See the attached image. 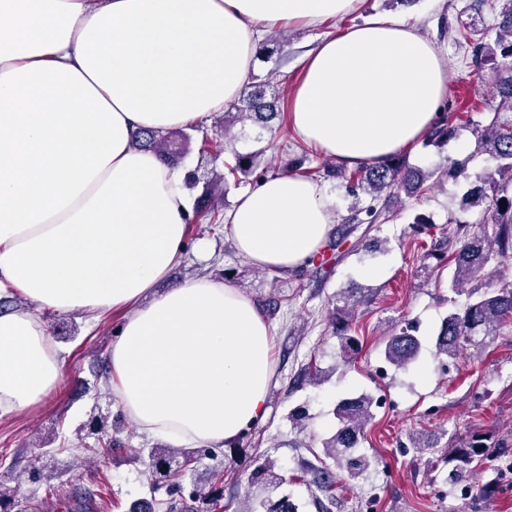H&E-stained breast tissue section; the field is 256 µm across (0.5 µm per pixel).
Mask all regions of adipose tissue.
<instances>
[{"mask_svg":"<svg viewBox=\"0 0 512 512\" xmlns=\"http://www.w3.org/2000/svg\"><path fill=\"white\" fill-rule=\"evenodd\" d=\"M364 0H0V412L39 405L63 360L35 307L132 313L112 389L141 433L229 445L268 412L273 335L258 306L203 275L163 293L186 254L183 170L133 146L200 126L237 100L263 35ZM292 101L301 141L347 168L414 147L448 95L436 44L371 18L323 39ZM334 219L318 182L273 174L224 217L238 254L274 273L317 253Z\"/></svg>","mask_w":512,"mask_h":512,"instance_id":"adipose-tissue-1","label":"adipose tissue"}]
</instances>
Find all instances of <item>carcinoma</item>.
Returning <instances> with one entry per match:
<instances>
[{
	"mask_svg": "<svg viewBox=\"0 0 512 512\" xmlns=\"http://www.w3.org/2000/svg\"><path fill=\"white\" fill-rule=\"evenodd\" d=\"M505 6L496 15V28L512 36V0H504ZM460 39L471 49V63L478 69L492 66L498 74L496 90L498 95L512 106V41L497 42L493 48L489 44L472 39L466 31L459 32ZM280 116L275 101L266 100V92L256 86L245 90L240 98L224 109V117L235 121L261 123L272 128V121ZM453 135L448 124V114L443 112L436 126L427 134L428 146L447 144ZM191 136L183 129L171 131L144 130L137 133L133 146L159 154L164 161L175 164L185 154ZM476 151L485 153L495 161L494 169L479 177V184L473 186L467 197V205L480 207L481 220L472 224L459 223L452 235L435 241L423 259L432 262V268L454 266L451 292L458 295L465 283L485 276L488 265L497 259L504 264L512 259V196L504 194L501 183L512 182V118H495L480 130L476 139ZM263 151L252 153H234L233 161L224 162L222 181L206 185L205 191L194 205L191 222L195 224H218L221 214L218 200L224 192L218 191V185L226 184L228 178L241 184L249 177L260 178L269 172L261 167ZM344 176V173H339ZM346 177V176H344ZM439 178L434 170L425 171L407 163L405 158L394 155L375 166L360 167L346 177L349 191L358 190L370 197L368 205L354 210L347 219L349 224H379L387 219L386 213L392 199L405 195L418 200L428 191L427 182ZM452 309L442 322L436 336L435 347L439 356L456 359L472 348L483 345L487 338L494 336L500 327L512 324V281H500L495 288L468 293L463 303L449 298ZM347 311L337 308L335 313V333L343 363L353 361L359 349L358 340L348 335ZM416 328L407 323L395 327L388 335L384 349L386 362L397 368L405 369L414 364L420 355L421 342L414 335ZM377 400L369 393L353 394L338 401L336 432L323 442V454H314L315 463L311 464L312 480L316 492L315 501L322 512H330L336 505L335 468H344L352 479L363 476L372 461L364 454H357L364 437V427L372 417V407ZM496 447L488 444V439L480 433H472L467 441L448 449V482H458L469 476L473 470L495 456ZM212 454V449L151 448L148 450V466L154 479L164 478L168 495H183V472L203 455ZM251 482L264 488H274L283 483L274 464L267 460L258 465L251 473ZM224 484V467L212 470L208 485L192 484L189 497L198 501L217 503ZM239 512H298V505L285 495L268 505L259 503L243 508Z\"/></svg>",
	"mask_w": 512,
	"mask_h": 512,
	"instance_id": "1",
	"label": "carcinoma"
}]
</instances>
